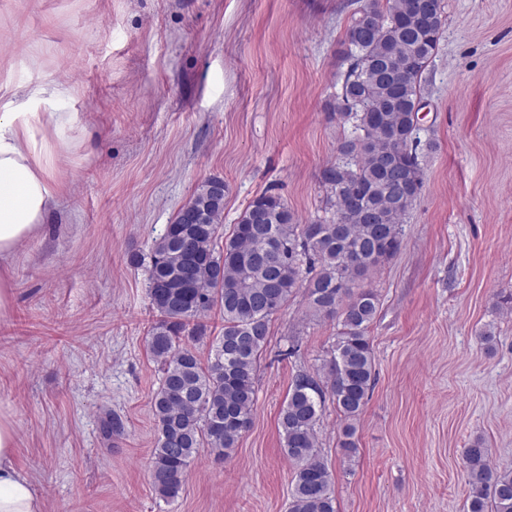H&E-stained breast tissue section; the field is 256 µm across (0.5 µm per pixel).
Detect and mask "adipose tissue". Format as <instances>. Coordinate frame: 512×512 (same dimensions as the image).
<instances>
[{
    "mask_svg": "<svg viewBox=\"0 0 512 512\" xmlns=\"http://www.w3.org/2000/svg\"><path fill=\"white\" fill-rule=\"evenodd\" d=\"M77 91L47 74L13 85L11 64L0 61V258L43 227L64 197L58 160L89 150L93 134L79 112L64 110ZM0 512H42L33 482L15 459V430L0 414Z\"/></svg>",
    "mask_w": 512,
    "mask_h": 512,
    "instance_id": "1",
    "label": "adipose tissue"
}]
</instances>
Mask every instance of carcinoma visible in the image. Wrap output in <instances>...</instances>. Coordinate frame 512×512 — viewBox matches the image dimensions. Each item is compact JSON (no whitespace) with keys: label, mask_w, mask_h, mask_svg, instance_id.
I'll return each mask as SVG.
<instances>
[{"label":"carcinoma","mask_w":512,"mask_h":512,"mask_svg":"<svg viewBox=\"0 0 512 512\" xmlns=\"http://www.w3.org/2000/svg\"><path fill=\"white\" fill-rule=\"evenodd\" d=\"M420 0H366L346 31L348 67L336 119L351 124L340 159L322 180L332 217L300 224L276 194L255 198L224 245V180L209 177L155 241L147 282L157 312L148 352L161 371L152 399L158 429L150 464L156 495L182 492L202 451L224 458L252 424L257 363L272 317L297 295L308 314L337 321L324 373L299 371L278 417L293 465L288 512H336L331 470L316 437L326 398L343 422L339 447L357 451L355 423L376 379L371 325L380 300L357 281L399 248L403 219L423 186L419 127L425 71L445 25L443 0L420 14ZM222 335L202 363L194 343L213 309ZM464 512H512V467L490 464L485 442L464 449Z\"/></svg>","instance_id":"carcinoma-1"}]
</instances>
